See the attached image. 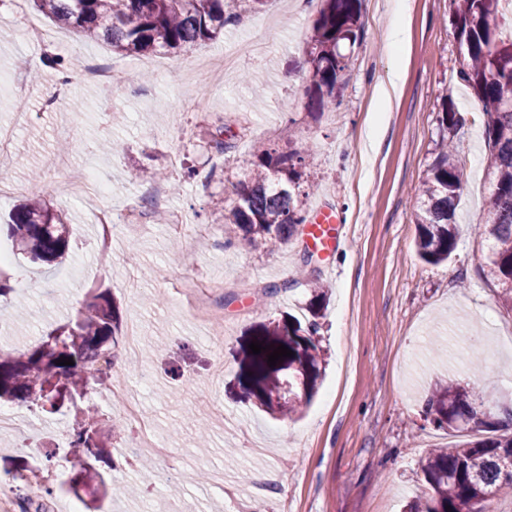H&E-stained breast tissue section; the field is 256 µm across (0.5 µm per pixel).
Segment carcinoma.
Wrapping results in <instances>:
<instances>
[{
    "mask_svg": "<svg viewBox=\"0 0 512 512\" xmlns=\"http://www.w3.org/2000/svg\"><path fill=\"white\" fill-rule=\"evenodd\" d=\"M34 2L56 25L132 56L188 52L213 43L224 34V26L236 22L238 12L260 11L268 0ZM322 2L306 59L310 106L316 111L336 104L346 68L342 47L362 35V0ZM451 2L453 35L463 48L453 83H463L477 95L490 151L491 196L487 216L478 226L488 248L482 272L501 288L503 303L512 309V36H501L502 0ZM452 91L445 87L441 97L434 157L416 205L415 249L432 265L448 260L456 248L455 205L466 181V163L453 146L466 121L453 107ZM251 155L248 174L234 185L235 202L224 208V233L230 239H260L272 246L285 243L306 223L295 194L304 157L265 145L252 146ZM7 231L16 249L34 262L60 263L70 255L65 214L38 197L15 206ZM325 300L323 284L315 283L309 300L312 315L319 314ZM316 333V323L304 327L289 319L252 330L241 346L239 387L270 414L297 413L310 402L322 375ZM120 335L121 315L111 294L92 295L76 321L46 333L32 349L0 355V401L59 412L76 397H86L87 366L112 353ZM254 341L266 350L252 353L249 345ZM282 344L293 355L269 366L268 355ZM60 359L72 364L60 366ZM426 413L440 428L460 430L471 424L485 435L432 450L420 465L424 490L408 504V512H492L493 502L512 490V423L499 418L480 394L445 380L432 388ZM70 447L76 457L71 484L102 477L96 464L108 453L96 430L78 427Z\"/></svg>",
    "mask_w": 512,
    "mask_h": 512,
    "instance_id": "cac0c4a2",
    "label": "carcinoma"
}]
</instances>
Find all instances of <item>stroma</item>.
I'll list each match as a JSON object with an SVG mask.
<instances>
[{
  "label": "stroma",
  "instance_id": "35a3bbf8",
  "mask_svg": "<svg viewBox=\"0 0 512 512\" xmlns=\"http://www.w3.org/2000/svg\"><path fill=\"white\" fill-rule=\"evenodd\" d=\"M394 2L364 0V33L347 59L337 105L313 116L305 57L320 0H269L226 27L218 42L143 56L113 53L32 8L28 16L56 43L22 42L13 0H0V124L16 127L7 169L21 185L0 200V215L19 200L40 197L66 213L72 246L65 264H33L0 233V249L12 254L6 273L14 285L0 301V351L33 347L104 289L119 302L123 324L142 326L136 353L114 351L111 378L124 381L118 399H107L100 379L88 412L70 407L49 415L11 404L26 432H0V486L20 467L53 470V495L39 484L20 493L36 506L53 498L55 512H237L241 504L262 512H400L422 490L419 463L431 449L470 438L425 420L435 382L457 383L512 410V310L480 272L488 251L476 231L489 201V151L481 104L463 85L452 93L467 119L456 141L466 162L457 245L436 266L413 247L414 201L433 160L440 96L460 55L451 0H409L406 40L396 56L386 42ZM234 46L243 53L223 89L196 78L199 61ZM57 55L96 59L136 79L108 91L79 78L64 85L44 64ZM22 81L30 85L23 97ZM188 98L198 101L197 110H183ZM22 108L32 119L19 125ZM222 126L228 148L220 155L210 135ZM254 139L304 156L300 205L308 216L323 205L340 215L344 242L335 252L314 255L306 267L302 235L282 249L238 238L226 243L224 208L250 166ZM65 141L68 166L93 170L111 185L109 198L72 199L48 179L31 180V170L44 167ZM189 166L196 175L187 181ZM142 168L166 170L177 183L166 213L216 232L194 250L164 224H149L139 236L119 230L112 262L103 264L97 214L107 205L126 211L145 187L137 178ZM189 278L220 284L207 320L182 307ZM316 278L329 287L316 335L325 374L302 417L275 416L236 385L240 344L252 326L285 314L308 322ZM269 284L280 292L261 296ZM130 400L153 423L166 456L137 448L136 423L119 413ZM84 420L94 422L108 450L107 480L137 485L136 494L111 498L94 484L70 490L66 455ZM30 439L43 444L44 458L26 453Z\"/></svg>",
  "mask_w": 512,
  "mask_h": 512
}]
</instances>
